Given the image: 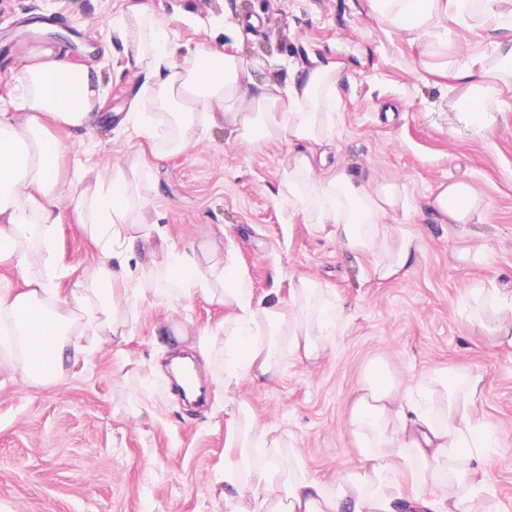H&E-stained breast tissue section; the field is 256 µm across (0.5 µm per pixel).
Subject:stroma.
I'll return each instance as SVG.
<instances>
[{"instance_id":"35a3bbf8","label":"stroma","mask_w":512,"mask_h":512,"mask_svg":"<svg viewBox=\"0 0 512 512\" xmlns=\"http://www.w3.org/2000/svg\"><path fill=\"white\" fill-rule=\"evenodd\" d=\"M153 2L181 56L201 42L222 46L253 64L258 79L277 82L293 67L340 63L337 158L362 182L401 187L407 212L386 221L415 234L419 250L404 274L381 282L370 276L371 257L315 235L289 199L286 144L251 150L216 128L201 144L155 159L116 119L142 82L112 37L124 0H0V51H9L0 54V112L13 109L31 46L62 49L100 76L101 124L88 134L55 131L71 145L66 177L109 173L140 154L141 190H158L157 221L172 242L230 226L255 297L288 301L292 280L304 276L340 310L320 360L285 356L277 379L242 382L232 399L213 366L203 372L209 396L201 407L172 386L161 336L169 317L201 329L223 321L225 309L199 293L174 308L162 296L137 303L125 342L91 344L89 364L70 366L64 382L1 370L0 512H224L212 485L224 474L227 424L241 398L283 435L306 475L332 476L371 444L352 434L347 417L374 363L412 386L433 367L481 375L475 418L493 434L485 481L500 512H512V347L476 337L467 319L473 283L512 289V112L489 131L472 124L453 107L458 91L421 70L417 46L383 31L369 0ZM267 37L272 51L257 59L253 50ZM457 180L484 198L485 210L468 224L435 223L428 198ZM57 238L66 289L99 252L66 202ZM145 400L151 412H142Z\"/></svg>"}]
</instances>
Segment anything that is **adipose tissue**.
Masks as SVG:
<instances>
[{"instance_id": "ef3b65f1", "label": "adipose tissue", "mask_w": 512, "mask_h": 512, "mask_svg": "<svg viewBox=\"0 0 512 512\" xmlns=\"http://www.w3.org/2000/svg\"><path fill=\"white\" fill-rule=\"evenodd\" d=\"M382 29L410 35L413 43L437 48L438 61L422 60L424 70L462 87L457 108L482 128L497 120L488 101L497 80L512 83V0H369ZM462 24L480 15L506 31L498 44L505 66L487 72L455 55L441 15ZM130 62L143 77L147 101L135 102L123 125L152 147L181 152L215 128L258 149L288 144V187L309 216L312 231L336 241L344 251L373 257L372 276L398 277L418 250L416 237L385 221L401 204L397 184L369 187L347 168L328 162L334 114L330 107L342 73L336 63L296 69L285 83L258 80L240 56L208 44L177 57L168 23L152 0H130L112 21ZM100 77L75 67L53 47H34L22 67L14 113H0V267L15 269L20 284L0 276V333L21 339L17 357L29 382H59L68 363L88 357L87 337L121 344L129 336L128 311L137 300L165 294L176 304L202 293L228 314L201 329L199 349L212 362V346L224 342V391L243 380H272L280 356L289 352L309 361L326 351L334 312L320 284L301 277L290 290L291 308L255 300L240 267L232 233L176 247L157 233L146 212L149 199L133 195L143 172L139 157L116 166L112 175L86 171L65 179L62 161L68 143L50 128L88 131L100 121ZM325 175H316V167ZM70 201L100 257L59 292L52 264L57 255L58 206ZM484 201L467 183L440 186L427 210L440 224H467ZM137 261L141 273L126 276ZM487 301L490 316L475 321L479 334L512 345V293L482 285L471 290ZM431 398L404 389L380 364H372L348 416L355 434L372 447L357 464L331 478L304 474L296 453H284L282 437L260 423L251 405L239 401L225 443L229 462L222 481L225 512H498L481 475L486 438L472 419L481 399L482 378L469 370H436L428 375ZM411 495H394L403 472Z\"/></svg>"}]
</instances>
